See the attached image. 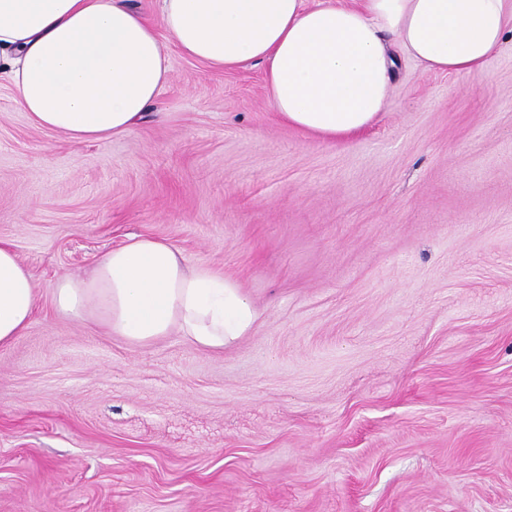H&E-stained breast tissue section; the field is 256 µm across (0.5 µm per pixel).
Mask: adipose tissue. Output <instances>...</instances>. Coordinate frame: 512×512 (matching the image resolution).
Returning a JSON list of instances; mask_svg holds the SVG:
<instances>
[{"label":"adipose tissue","mask_w":512,"mask_h":512,"mask_svg":"<svg viewBox=\"0 0 512 512\" xmlns=\"http://www.w3.org/2000/svg\"><path fill=\"white\" fill-rule=\"evenodd\" d=\"M149 21L128 0H0V74L23 111L71 142L105 141L146 120L169 78L157 37L224 70L265 66L269 102L289 125L343 141L373 125L391 91L389 40L425 68L484 74L512 40V0H157ZM55 306L143 346L179 334L221 349L247 335L256 312L237 284L191 266L171 244L133 236L88 276H65ZM34 281L0 243V346L32 322Z\"/></svg>","instance_id":"ef3b65f1"}]
</instances>
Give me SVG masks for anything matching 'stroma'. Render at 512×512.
Masks as SVG:
<instances>
[{
    "label": "stroma",
    "instance_id": "obj_1",
    "mask_svg": "<svg viewBox=\"0 0 512 512\" xmlns=\"http://www.w3.org/2000/svg\"><path fill=\"white\" fill-rule=\"evenodd\" d=\"M162 48L152 115L106 141L0 80V242L36 288L0 347V512H512V46L481 77L400 57L336 143L263 63ZM134 235L235 281L251 332L139 347L57 311Z\"/></svg>",
    "mask_w": 512,
    "mask_h": 512
}]
</instances>
